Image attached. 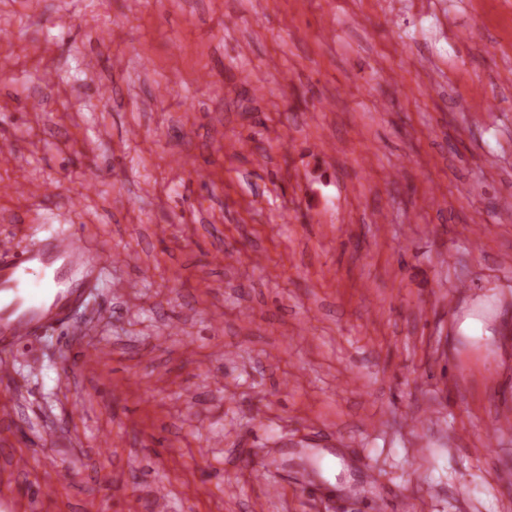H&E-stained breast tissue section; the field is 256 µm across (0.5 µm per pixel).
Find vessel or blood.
Listing matches in <instances>:
<instances>
[{
    "label": "vessel or blood",
    "mask_w": 512,
    "mask_h": 512,
    "mask_svg": "<svg viewBox=\"0 0 512 512\" xmlns=\"http://www.w3.org/2000/svg\"><path fill=\"white\" fill-rule=\"evenodd\" d=\"M62 263L73 280L69 288L58 291L47 305H33L18 297L20 283L29 275L53 263ZM88 262V247L75 230L50 238L38 251L22 250L10 239L0 240V292L13 293L10 305L0 309V352H11L16 342L37 328L60 322L79 295V276Z\"/></svg>",
    "instance_id": "b4317fda"
}]
</instances>
